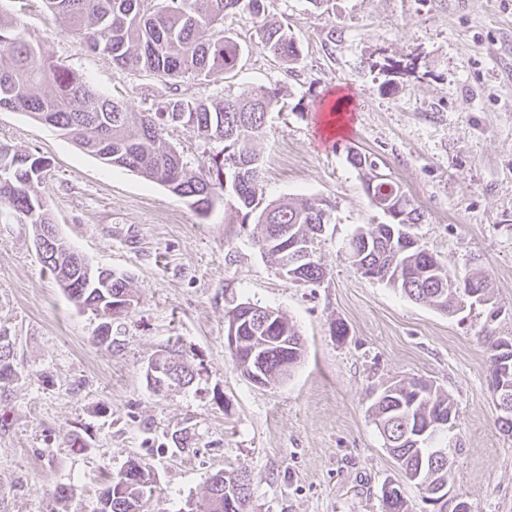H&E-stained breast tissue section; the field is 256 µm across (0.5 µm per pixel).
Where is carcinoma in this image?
I'll list each match as a JSON object with an SVG mask.
<instances>
[{
	"instance_id": "obj_1",
	"label": "carcinoma",
	"mask_w": 512,
	"mask_h": 512,
	"mask_svg": "<svg viewBox=\"0 0 512 512\" xmlns=\"http://www.w3.org/2000/svg\"><path fill=\"white\" fill-rule=\"evenodd\" d=\"M58 15L62 30L82 38L88 48L111 57L113 64L149 72L168 83L186 77L205 80L229 73L239 64L242 47L224 34V17L239 10L241 0H43ZM256 34L270 54L287 63L300 59L295 37L277 21L263 23ZM0 52L10 64L0 65V109L28 114L66 136L83 151L103 163L133 171L147 180L168 187L174 195L187 198L204 214L217 197L234 196L241 223L262 226L255 238L262 256L276 269L285 262V250L308 240L317 241L331 223V207L321 200L294 203L262 201V159L255 142L263 133L267 115L278 103L274 90L259 87L220 103L185 97L173 92L143 112H130L105 98L77 74L45 55L38 42L27 37L16 17L0 15ZM176 125L196 130L209 144L221 149L210 155V165L195 171L183 162L166 140V131ZM249 138H241L244 131ZM353 167L374 174L378 162L371 155L348 148ZM47 163L42 157L19 154L0 144V210L9 211L35 233L51 240L48 255L40 261L55 276L71 300L100 315L108 340L112 320L127 315L135 303L129 277L110 269L83 265L81 256L59 236L52 223L46 199L39 190ZM375 193L392 207L390 222L358 228L347 249L353 268L366 266L374 279L454 316L456 296L448 288L481 292L489 301L484 306L486 322L501 312L492 301L491 282L483 274L451 279L447 271L413 232L422 212L395 181L375 184ZM326 276L316 262L288 268V280L302 286L320 284ZM122 306L114 308L112 304ZM239 321L240 346L230 355L234 366L246 376L285 379L300 361L304 343L293 324L279 310L241 303L233 308ZM490 378L498 408L512 409V337L485 334ZM15 337L0 326V388L10 385L18 372L14 365ZM148 365L171 371L176 378L153 383L155 392L187 385L194 369L183 352L171 347L157 353ZM371 419L384 440V447L404 472L407 481L416 475L433 485L448 481V456H420L417 444L431 434L458 423L457 411L447 393L421 380H396L381 384L371 396ZM151 473L139 457L129 459L108 476L94 512H148ZM233 493L237 512H247L251 498L250 479L242 471L224 476L213 474L202 502L188 512H224V497ZM384 512H411L401 486L390 484L382 491Z\"/></svg>"
}]
</instances>
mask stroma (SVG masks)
Instances as JSON below:
<instances>
[{
    "label": "stroma",
    "mask_w": 512,
    "mask_h": 512,
    "mask_svg": "<svg viewBox=\"0 0 512 512\" xmlns=\"http://www.w3.org/2000/svg\"><path fill=\"white\" fill-rule=\"evenodd\" d=\"M287 23L298 62L274 59L248 7L224 19L243 48L236 70L180 90L207 101L264 86L278 92L256 149L265 201L324 200L332 222L318 244L320 285L297 286L262 257L257 228L232 197L209 215L161 183L104 164L55 129L0 109V143L46 158L42 191L57 232L93 266L130 277L137 303L113 320L68 298L35 249V229L0 215V325L16 338L19 377L0 390V512H93L106 476L133 456L152 472L154 512H187L207 478L242 470L249 512H382V488L419 492L383 446L368 407L382 381L423 378L447 392L461 446L449 449L451 495L477 512H512V437L490 386L483 336H512V0H265ZM45 55L101 96L142 112L166 94L64 35L41 0H0ZM349 97L348 128L322 137L315 106ZM167 141L207 168L214 145L189 127ZM376 157L423 213L415 233L449 275L489 274L501 312L449 316L357 273L346 243L386 215L348 162ZM250 302L294 324L304 354L290 377L259 386L224 345L228 311ZM347 327L334 336V323ZM179 346L196 377L154 392L143 368ZM182 436L186 449L173 439ZM73 495L60 498V488Z\"/></svg>",
    "instance_id": "1"
}]
</instances>
